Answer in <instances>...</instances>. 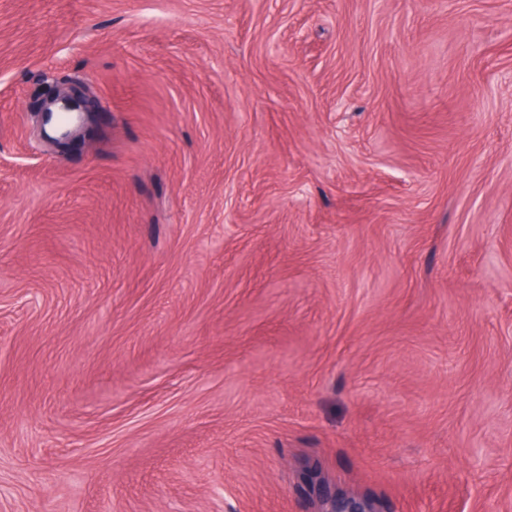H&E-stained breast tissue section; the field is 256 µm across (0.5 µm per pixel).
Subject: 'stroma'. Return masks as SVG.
Instances as JSON below:
<instances>
[{
	"mask_svg": "<svg viewBox=\"0 0 512 512\" xmlns=\"http://www.w3.org/2000/svg\"><path fill=\"white\" fill-rule=\"evenodd\" d=\"M336 494L512 512V0H0V512ZM52 103H55L53 110L45 108L42 111V124L55 126L56 136H49L55 144H68L75 138L76 133H72V126L69 123H59V114L71 115L75 114L74 112H80L87 120L90 113L89 100L80 93L63 92L52 99Z\"/></svg>",
	"mask_w": 512,
	"mask_h": 512,
	"instance_id": "35a3bbf8",
	"label": "stroma"
}]
</instances>
